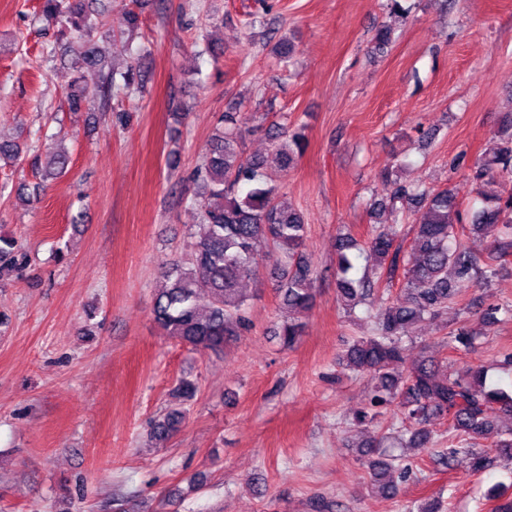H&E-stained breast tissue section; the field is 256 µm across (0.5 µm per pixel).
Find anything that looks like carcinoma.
<instances>
[{
	"label": "carcinoma",
	"mask_w": 512,
	"mask_h": 512,
	"mask_svg": "<svg viewBox=\"0 0 512 512\" xmlns=\"http://www.w3.org/2000/svg\"><path fill=\"white\" fill-rule=\"evenodd\" d=\"M41 18L57 27V42H84L83 55L74 63L75 78L66 90L69 111L79 112L94 99L107 102L122 93L142 88L141 74L130 65L122 73L123 84L115 83L112 73L104 72L103 59L94 34L103 29L102 15H93L86 0H42ZM101 71L92 86L84 83L82 70ZM246 118L240 112H226L220 119L223 131L197 166L200 184L190 204L191 244L185 257L164 267L167 285L153 301L154 320L165 333L199 352L219 353L249 325L248 298L243 281L256 276L259 256L256 246L269 248L277 266V292L288 306V317L273 333L283 346L294 347L303 335L301 314L315 301V277L301 248L307 235L302 213L280 195L264 162L247 157L241 149ZM276 155L288 167L304 149V137L285 128L275 133ZM46 159L45 175L62 174L69 163L64 149L48 144L41 149ZM468 181L477 206L470 221L456 224L458 194L455 187L429 189L417 183L393 182L388 197L371 203L374 210L398 211L401 204L415 215L407 268L400 294L394 299L378 295L376 285L382 276H391L399 267L401 250L396 246L394 224L378 227L367 243V251L378 271L376 279H355L358 256L350 238H339L336 290L349 310L361 304L375 309L374 335L350 344L345 366L365 375L371 390L363 407L353 411L360 423H371L380 410L394 405L402 414L401 435L409 447L420 452L432 440L431 422L446 420L454 432L453 445L434 458L449 468L466 462L479 472L487 465L484 453L475 449L478 439L495 429L496 410L512 417V387L488 381L480 367L448 370V364L432 357L410 367L403 365L402 337L410 325L435 321L447 313L448 304L470 283L486 284L495 274L493 263L512 255V196L503 198L486 192L493 182H512V113L502 119L500 141L479 154L469 165ZM493 232L494 248L484 266L463 243L465 233ZM25 266L24 255L15 250V241L0 237V274ZM206 305L200 306V299ZM452 341L469 349L477 334L461 325L451 332ZM183 411L174 409L154 424L153 434L167 439L178 431ZM496 457L512 463V428L494 443ZM363 465L369 471L373 493L391 499L398 492L405 471L398 470L386 450L379 445L362 449Z\"/></svg>",
	"instance_id": "carcinoma-1"
}]
</instances>
